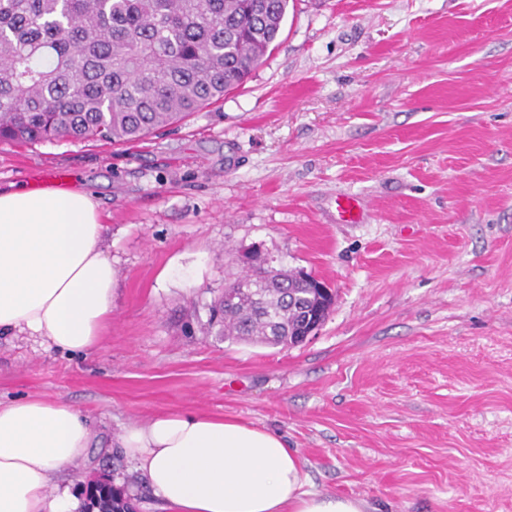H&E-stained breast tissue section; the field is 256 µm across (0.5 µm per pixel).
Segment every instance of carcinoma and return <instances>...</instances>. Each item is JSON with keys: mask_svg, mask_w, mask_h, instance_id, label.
<instances>
[{"mask_svg": "<svg viewBox=\"0 0 512 512\" xmlns=\"http://www.w3.org/2000/svg\"><path fill=\"white\" fill-rule=\"evenodd\" d=\"M290 0H0V141L140 140L224 100L260 64ZM324 304L265 261L208 308L226 339L295 345ZM94 512H132L124 491Z\"/></svg>", "mask_w": 512, "mask_h": 512, "instance_id": "carcinoma-1", "label": "carcinoma"}]
</instances>
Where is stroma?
I'll return each instance as SVG.
<instances>
[{
    "label": "stroma",
    "instance_id": "stroma-1",
    "mask_svg": "<svg viewBox=\"0 0 512 512\" xmlns=\"http://www.w3.org/2000/svg\"><path fill=\"white\" fill-rule=\"evenodd\" d=\"M57 170L95 195L112 320L82 355L1 334L0 400L87 416L72 493L104 477L164 512L119 437L182 412L279 433L305 490L368 512H512V0H295L244 85L180 124L0 143L1 187ZM254 250L331 288L315 337L208 332Z\"/></svg>",
    "mask_w": 512,
    "mask_h": 512
}]
</instances>
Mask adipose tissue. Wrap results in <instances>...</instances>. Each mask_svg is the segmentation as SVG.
<instances>
[{
    "instance_id": "adipose-tissue-1",
    "label": "adipose tissue",
    "mask_w": 512,
    "mask_h": 512,
    "mask_svg": "<svg viewBox=\"0 0 512 512\" xmlns=\"http://www.w3.org/2000/svg\"><path fill=\"white\" fill-rule=\"evenodd\" d=\"M97 203L83 189H0V333L71 353L97 347L112 318V262ZM92 427L61 400L0 401V512H76L59 488ZM167 512H366L365 502L304 490L280 434L231 418L167 413L121 437Z\"/></svg>"
}]
</instances>
